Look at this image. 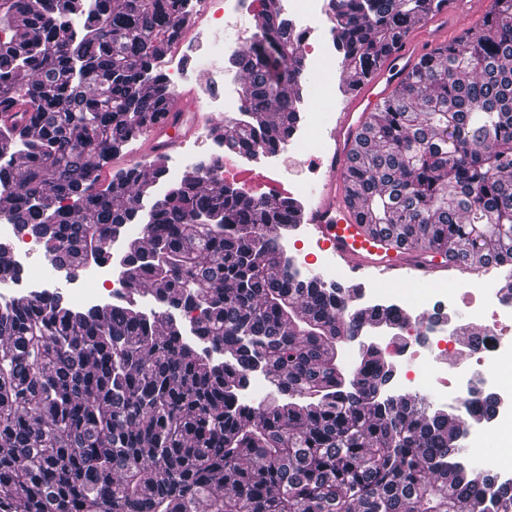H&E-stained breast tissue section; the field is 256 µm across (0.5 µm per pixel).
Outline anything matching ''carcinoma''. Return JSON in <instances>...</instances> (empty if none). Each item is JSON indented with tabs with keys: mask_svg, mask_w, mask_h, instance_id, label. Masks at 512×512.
<instances>
[{
	"mask_svg": "<svg viewBox=\"0 0 512 512\" xmlns=\"http://www.w3.org/2000/svg\"><path fill=\"white\" fill-rule=\"evenodd\" d=\"M190 0H0V216L55 266L110 261L143 225L125 292L88 308L59 289L0 296V512H512V483L461 456L460 420L386 396L393 366L337 346L388 306L305 281L280 239L300 202L258 206L199 164L143 210L166 155L100 181L167 114L159 45ZM433 0H329L336 51L366 76ZM476 39L415 67L373 114L351 197L374 227L450 264L512 265V0ZM280 11L231 65L247 105L216 125L240 155L290 138L308 95ZM162 303L145 310L142 300ZM261 372L277 396L240 394Z\"/></svg>",
	"mask_w": 512,
	"mask_h": 512,
	"instance_id": "obj_1",
	"label": "carcinoma"
}]
</instances>
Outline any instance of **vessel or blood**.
Returning a JSON list of instances; mask_svg holds the SVG:
<instances>
[{"label":"vessel or blood","mask_w":512,"mask_h":512,"mask_svg":"<svg viewBox=\"0 0 512 512\" xmlns=\"http://www.w3.org/2000/svg\"><path fill=\"white\" fill-rule=\"evenodd\" d=\"M490 0H439L433 18L456 19L468 13L470 6L487 10ZM433 18L424 19L411 37L402 39L367 77L353 81L349 101L339 112L331 131L332 147L325 155L328 179L316 190L314 207L297 213L298 223L308 225L327 244L339 265L354 273H375L396 279L406 268L417 271L419 278L442 270L443 262L430 251L409 257L405 247H398L365 224L356 203L349 198V171L355 145L383 98L394 90L416 61L435 48L440 35L431 33ZM185 98L171 95L168 118L153 127L144 149L150 154L169 152L185 141L197 128L199 115L184 111Z\"/></svg>","instance_id":"b4317fda"}]
</instances>
